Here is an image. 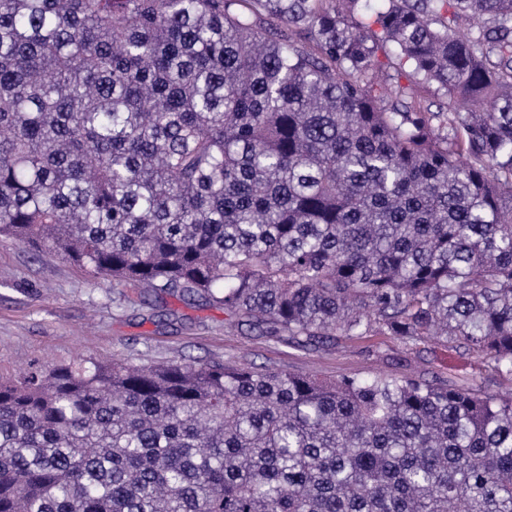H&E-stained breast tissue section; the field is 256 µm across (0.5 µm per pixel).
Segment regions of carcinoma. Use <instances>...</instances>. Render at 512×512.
I'll list each match as a JSON object with an SVG mask.
<instances>
[{
	"label": "carcinoma",
	"instance_id": "obj_1",
	"mask_svg": "<svg viewBox=\"0 0 512 512\" xmlns=\"http://www.w3.org/2000/svg\"><path fill=\"white\" fill-rule=\"evenodd\" d=\"M0 239L512 376V0H0ZM0 512H512V393L33 365Z\"/></svg>",
	"mask_w": 512,
	"mask_h": 512
}]
</instances>
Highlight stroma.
<instances>
[{
    "mask_svg": "<svg viewBox=\"0 0 512 512\" xmlns=\"http://www.w3.org/2000/svg\"><path fill=\"white\" fill-rule=\"evenodd\" d=\"M131 364L150 360L224 362L284 369L328 379L379 375L477 383L501 392L477 355L432 337L403 343L393 336H332L319 346L227 328L222 308L171 299L160 303L128 284L95 287L74 264L0 242V376L32 363L55 366L78 357Z\"/></svg>",
    "mask_w": 512,
    "mask_h": 512,
    "instance_id": "35a3bbf8",
    "label": "stroma"
}]
</instances>
